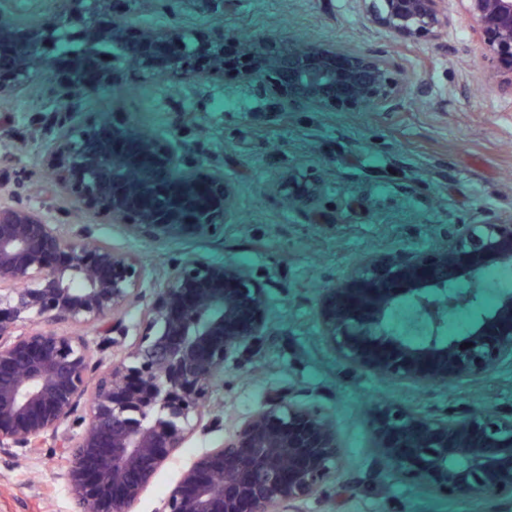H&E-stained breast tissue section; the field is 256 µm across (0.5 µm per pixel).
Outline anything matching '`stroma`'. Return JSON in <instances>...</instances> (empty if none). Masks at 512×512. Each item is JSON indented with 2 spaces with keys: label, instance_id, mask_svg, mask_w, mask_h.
Returning <instances> with one entry per match:
<instances>
[{
  "label": "stroma",
  "instance_id": "1",
  "mask_svg": "<svg viewBox=\"0 0 512 512\" xmlns=\"http://www.w3.org/2000/svg\"><path fill=\"white\" fill-rule=\"evenodd\" d=\"M448 16L449 24L420 36L375 23L366 0H183L176 14L161 2L144 16L196 29L217 24L229 37L265 34L282 43L385 49L395 77L414 87L390 112L288 111L230 77L173 88L127 73L120 95L89 98L86 120L105 112L114 123L133 118L162 136L181 132L203 161L223 164L234 190L235 212L220 240L156 245L128 236L120 225H98L100 238L138 256L147 296L160 288L167 262L191 253L243 264L269 306L263 338L224 365V383L213 396L221 425L178 449L132 512H160L182 469L221 446L282 387L324 410L341 448L333 478L307 512H512L505 500L430 496L417 480L393 472L381 473L363 494L342 495V486L367 475L376 456L375 406L512 411V369L418 390L350 368L318 321L319 289L358 263L406 247L430 265L438 243L457 236L461 226L512 222V99L484 81L483 53L471 41L458 0H450ZM39 107L27 96L0 101V123L14 134L13 144L0 145V176L14 201L46 197L54 188L34 149H16L28 140V117ZM290 174L321 186L330 223L283 202L280 183ZM64 472L52 446L34 456L0 449V512H73Z\"/></svg>",
  "mask_w": 512,
  "mask_h": 512
}]
</instances>
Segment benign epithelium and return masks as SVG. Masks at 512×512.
Returning a JSON list of instances; mask_svg holds the SVG:
<instances>
[{
    "instance_id": "benign-epithelium-1",
    "label": "benign epithelium",
    "mask_w": 512,
    "mask_h": 512,
    "mask_svg": "<svg viewBox=\"0 0 512 512\" xmlns=\"http://www.w3.org/2000/svg\"><path fill=\"white\" fill-rule=\"evenodd\" d=\"M482 46L496 90L512 98V0H458ZM374 21L395 33L424 34L447 19L446 0H369ZM270 37L239 43L240 82L289 110L389 112L400 88L387 51L323 44L268 50ZM63 43L81 47L63 57ZM110 43L113 57L100 55ZM224 31L148 27L136 0H54L47 13L18 18L0 3V99L36 93L49 107L35 113L37 154L62 198L88 217L54 224L40 202H0V448L35 454L48 439L66 461L75 512H132L157 471L194 435L220 419L210 400L224 361L266 328L265 296L231 263L188 255L170 267L143 311L137 343L112 358L89 386L92 347L60 324L92 326L102 345L125 336V311L145 300L136 255L112 247L97 224H119L137 239L224 238L231 203L224 168L192 156L178 136L148 134L131 119L83 118L87 99L119 91V75L198 86L224 80ZM52 78L36 83L38 74ZM288 201L318 212V184L288 180ZM512 265V224H485L448 239L421 277L420 259L398 249L364 261L321 291L323 336L343 361L418 388L512 366V292L494 315L461 338L442 339L448 310L466 306L490 264ZM470 287L441 294L448 280ZM369 305L347 307L360 289ZM416 304L413 323L432 340L406 345L387 331L391 309ZM88 399L84 429L67 423ZM378 461L434 495L512 501V412L472 410L450 416L385 408L372 414ZM340 458L336 433L315 404L276 391L218 448L181 474L161 512H304ZM293 464L283 476V462Z\"/></svg>"
}]
</instances>
